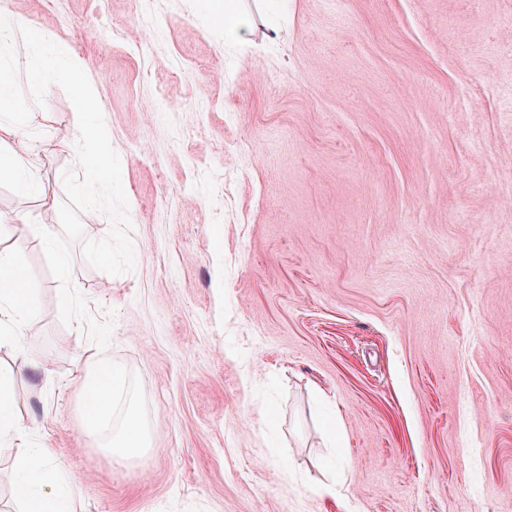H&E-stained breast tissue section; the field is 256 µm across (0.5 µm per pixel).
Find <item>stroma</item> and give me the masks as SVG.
Listing matches in <instances>:
<instances>
[{"mask_svg": "<svg viewBox=\"0 0 512 512\" xmlns=\"http://www.w3.org/2000/svg\"><path fill=\"white\" fill-rule=\"evenodd\" d=\"M236 3L255 28L234 48L224 0H9L108 115L136 266L77 251L72 280L155 446L120 463L87 436L90 342L27 244L75 166L56 85L26 152L42 194L0 182L50 371L0 350L17 413L77 512H512V0H291L275 32Z\"/></svg>", "mask_w": 512, "mask_h": 512, "instance_id": "stroma-1", "label": "stroma"}]
</instances>
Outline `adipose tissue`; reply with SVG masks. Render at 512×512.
Instances as JSON below:
<instances>
[{
    "label": "adipose tissue",
    "mask_w": 512,
    "mask_h": 512,
    "mask_svg": "<svg viewBox=\"0 0 512 512\" xmlns=\"http://www.w3.org/2000/svg\"><path fill=\"white\" fill-rule=\"evenodd\" d=\"M41 107L38 101L15 97L10 68L0 65V139H25L36 125ZM22 191L40 186L37 166L15 151L0 152V180ZM40 284L23 267L18 250H0V348L8 347L27 355L25 332L37 315L34 298ZM35 432L16 414L14 379L0 371V453L20 449L18 474L12 485L13 498L25 512H71L68 474L48 449L36 446Z\"/></svg>",
    "instance_id": "adipose-tissue-1"
}]
</instances>
